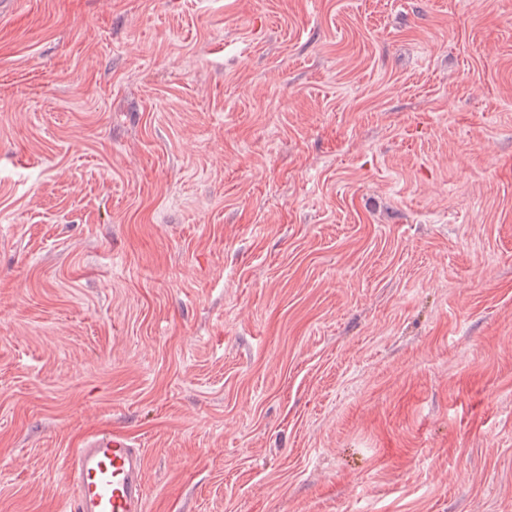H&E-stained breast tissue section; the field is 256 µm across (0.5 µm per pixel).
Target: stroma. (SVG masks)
<instances>
[{
    "mask_svg": "<svg viewBox=\"0 0 512 512\" xmlns=\"http://www.w3.org/2000/svg\"><path fill=\"white\" fill-rule=\"evenodd\" d=\"M106 427L147 512H512V0L0 15V512Z\"/></svg>",
    "mask_w": 512,
    "mask_h": 512,
    "instance_id": "35a3bbf8",
    "label": "stroma"
}]
</instances>
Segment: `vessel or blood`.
<instances>
[{"mask_svg": "<svg viewBox=\"0 0 512 512\" xmlns=\"http://www.w3.org/2000/svg\"><path fill=\"white\" fill-rule=\"evenodd\" d=\"M69 512H146L143 453L127 435L99 431L75 450L69 465Z\"/></svg>", "mask_w": 512, "mask_h": 512, "instance_id": "1", "label": "vessel or blood"}]
</instances>
